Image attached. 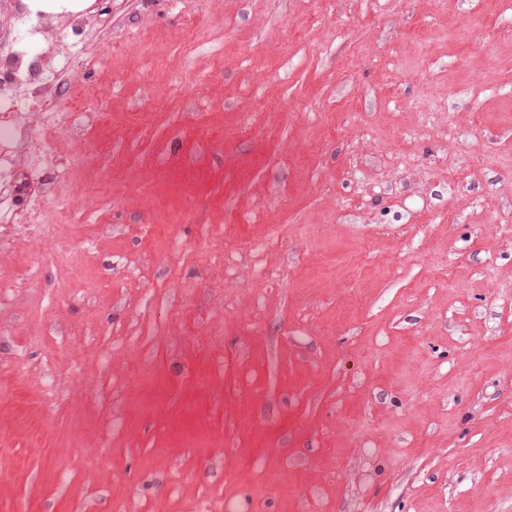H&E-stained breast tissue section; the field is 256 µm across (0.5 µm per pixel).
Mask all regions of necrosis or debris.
<instances>
[{
  "instance_id": "necrosis-or-debris-1",
  "label": "necrosis or debris",
  "mask_w": 512,
  "mask_h": 512,
  "mask_svg": "<svg viewBox=\"0 0 512 512\" xmlns=\"http://www.w3.org/2000/svg\"><path fill=\"white\" fill-rule=\"evenodd\" d=\"M23 83L33 103L41 108L38 119L15 98L14 83ZM61 98L59 83L53 72L36 63L24 50L0 57V180L14 179L32 172L40 158L53 151L56 134L80 140L85 125L99 122L101 115L86 109L78 113L57 111Z\"/></svg>"
}]
</instances>
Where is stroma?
Instances as JSON below:
<instances>
[{"instance_id":"obj_1","label":"stroma","mask_w":512,"mask_h":512,"mask_svg":"<svg viewBox=\"0 0 512 512\" xmlns=\"http://www.w3.org/2000/svg\"><path fill=\"white\" fill-rule=\"evenodd\" d=\"M27 4L110 118L0 225V512H512V0ZM43 15L39 16L36 19V28L37 34L42 38L46 45L54 46L55 48V59L57 61V67L60 68L61 60L69 61L70 58L65 56L66 45L59 39L57 34L55 33V26L53 18L54 16L51 13L40 11ZM41 203L30 207L20 221L11 220V216H0L1 224H25L36 230L39 234H50L57 223L47 218V211Z\"/></svg>"}]
</instances>
